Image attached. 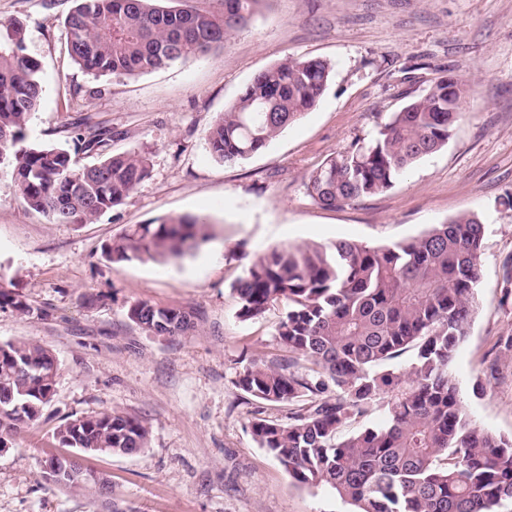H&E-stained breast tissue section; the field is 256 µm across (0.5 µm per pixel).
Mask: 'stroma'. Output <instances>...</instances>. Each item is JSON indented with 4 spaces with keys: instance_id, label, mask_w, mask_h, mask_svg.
<instances>
[{
    "instance_id": "35a3bbf8",
    "label": "stroma",
    "mask_w": 512,
    "mask_h": 512,
    "mask_svg": "<svg viewBox=\"0 0 512 512\" xmlns=\"http://www.w3.org/2000/svg\"><path fill=\"white\" fill-rule=\"evenodd\" d=\"M66 6L0 0V27L25 29L43 94L26 141L71 147L74 123L112 131L110 151L149 159L148 177L88 224H53L0 173V343L28 339L58 362L40 422L0 452V512H348L336 495L297 486L254 441L255 399L238 386L253 363L281 357L284 304L237 316L233 285L281 245L353 240L381 246L460 214L485 227L477 306L452 371L474 422L512 437V0H270L216 52L134 77L85 72L66 52ZM289 57L334 67L317 105L261 152L216 162L205 134L259 71ZM467 83L448 145L411 166L389 191L324 208L306 191L325 158L370 138L440 71ZM205 215L207 240L179 263H114L107 243L136 224ZM26 302L19 313L13 300ZM192 311L194 326L155 336L131 305ZM116 412L143 421L146 447L91 454L109 496L46 482L39 462L60 454L64 419Z\"/></svg>"
}]
</instances>
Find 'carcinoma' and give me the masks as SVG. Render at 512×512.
<instances>
[{
    "label": "carcinoma",
    "mask_w": 512,
    "mask_h": 512,
    "mask_svg": "<svg viewBox=\"0 0 512 512\" xmlns=\"http://www.w3.org/2000/svg\"><path fill=\"white\" fill-rule=\"evenodd\" d=\"M65 17L71 60L94 75L136 76L224 46L270 0H73ZM332 74L321 58H287L256 74L206 133L212 158L226 165L261 152L313 109ZM453 92H448V86ZM41 63L28 55L23 27L0 29V167L17 195L53 224H88L120 205L149 175L138 153L107 155L75 167L69 150L25 146L42 98ZM467 95L458 78L430 81L369 139L327 157L306 183L329 208L382 194L415 162L445 147ZM109 133L84 126L74 150H103ZM208 219L185 215L138 224L107 244L114 263L145 256L177 261L206 241ZM484 225L474 214L433 224L385 246L348 240L272 248L233 287L238 317L264 315L286 303L276 335L288 359L252 364L238 385L261 403L290 406L286 421L251 420L258 445L298 486L328 488L353 512H512V440L470 418L452 372L467 334L480 274ZM128 318L156 336L193 325L178 307L137 302ZM412 352L403 372L390 363ZM55 357L43 345L0 344V440L35 425L52 401ZM336 397L323 400L329 389ZM384 401L385 422L344 434ZM148 431L133 416L100 412L66 419L53 439L88 453L136 454ZM46 480L83 484L105 497L109 482L94 472Z\"/></svg>",
    "instance_id": "cac0c4a2"
}]
</instances>
